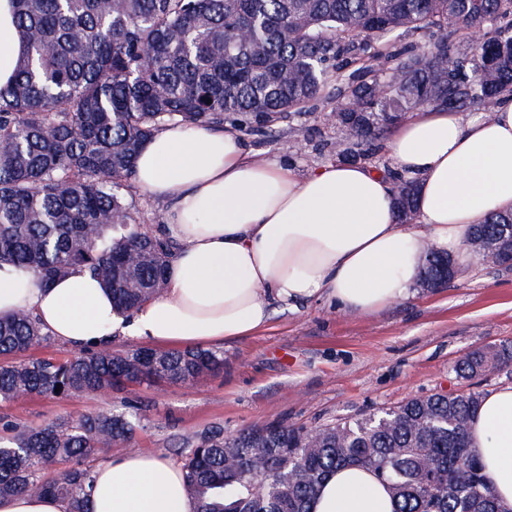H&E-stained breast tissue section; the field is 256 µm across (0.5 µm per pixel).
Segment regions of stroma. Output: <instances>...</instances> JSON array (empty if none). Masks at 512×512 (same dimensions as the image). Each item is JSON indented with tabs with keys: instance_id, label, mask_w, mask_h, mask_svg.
Wrapping results in <instances>:
<instances>
[{
	"instance_id": "1",
	"label": "stroma",
	"mask_w": 512,
	"mask_h": 512,
	"mask_svg": "<svg viewBox=\"0 0 512 512\" xmlns=\"http://www.w3.org/2000/svg\"><path fill=\"white\" fill-rule=\"evenodd\" d=\"M330 109L319 103L316 112L284 117L243 141L258 158L308 173L336 160L337 128L319 119ZM126 199L137 224L162 235L165 201L135 186ZM504 340H512V265L476 260L447 285H415L412 297L373 315L345 314L321 298L274 305L266 330L221 343L223 370L187 385L0 403V440L81 413L135 409L143 427L117 452L169 456L216 427L228 435L269 424L320 427L440 390L511 385L512 372L475 380L454 372L469 352Z\"/></svg>"
}]
</instances>
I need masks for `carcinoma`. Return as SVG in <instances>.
<instances>
[{
	"instance_id": "obj_1",
	"label": "carcinoma",
	"mask_w": 512,
	"mask_h": 512,
	"mask_svg": "<svg viewBox=\"0 0 512 512\" xmlns=\"http://www.w3.org/2000/svg\"><path fill=\"white\" fill-rule=\"evenodd\" d=\"M26 51L0 86V262L48 283L74 270L100 280L126 316L165 289L173 242L143 231L124 191L136 157L176 124L241 131L313 106L336 69L362 79L338 104L336 156L364 159L381 131L425 107L492 112L512 91V0H13ZM433 30L425 53L391 50L402 31ZM471 44L457 54L455 37ZM398 222L415 181L392 174ZM512 213L473 227V251L507 254ZM433 286L448 255L429 246ZM29 312L0 317V355L46 340ZM224 367V353L109 345L65 359L0 364V402L81 396L129 384H187ZM512 368V343L467 354L463 379ZM60 391H55V388ZM482 394L433 393L381 414L317 428L215 430L177 454L196 512H308L340 467L373 469L398 512H505L471 447ZM142 415L83 414L0 442V497L51 494L88 512L86 462L131 442ZM60 460L71 467L45 472Z\"/></svg>"
}]
</instances>
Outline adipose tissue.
Segmentation results:
<instances>
[{
  "label": "adipose tissue",
  "mask_w": 512,
  "mask_h": 512,
  "mask_svg": "<svg viewBox=\"0 0 512 512\" xmlns=\"http://www.w3.org/2000/svg\"><path fill=\"white\" fill-rule=\"evenodd\" d=\"M21 51L11 0H0V86L13 78ZM385 150L416 183V223L398 222L393 181L375 167L336 162L300 175L256 161L228 129L160 131L140 150L134 181L167 199L165 230L180 245L163 294L126 318L87 273L46 283L5 262L0 316L30 312L53 337L78 347L117 333L201 347L260 333L276 302L324 297L345 313H375L409 297L426 246L466 271L473 226L512 212V94L489 114L415 112ZM469 437L495 497L512 512V385L484 395ZM395 510L386 482L357 466L329 476L311 502V512ZM88 512H196V503L178 463L127 452L93 468Z\"/></svg>",
  "instance_id": "1"
}]
</instances>
